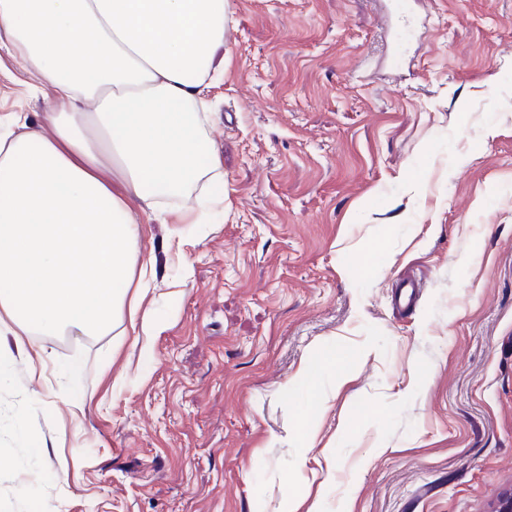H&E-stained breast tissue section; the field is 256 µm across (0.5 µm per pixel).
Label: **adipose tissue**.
<instances>
[{
	"label": "adipose tissue",
	"mask_w": 512,
	"mask_h": 512,
	"mask_svg": "<svg viewBox=\"0 0 512 512\" xmlns=\"http://www.w3.org/2000/svg\"><path fill=\"white\" fill-rule=\"evenodd\" d=\"M228 0H0V47L56 100L0 115V326L106 329L145 213L200 182Z\"/></svg>",
	"instance_id": "obj_1"
}]
</instances>
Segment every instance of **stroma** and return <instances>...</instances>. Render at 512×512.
<instances>
[{
	"mask_svg": "<svg viewBox=\"0 0 512 512\" xmlns=\"http://www.w3.org/2000/svg\"><path fill=\"white\" fill-rule=\"evenodd\" d=\"M390 2L229 0L200 158L224 217L144 214L148 285L106 330L0 335V512H489L512 490V0H416L403 45ZM52 106L0 48V114Z\"/></svg>",
	"mask_w": 512,
	"mask_h": 512,
	"instance_id": "35a3bbf8",
	"label": "stroma"
}]
</instances>
